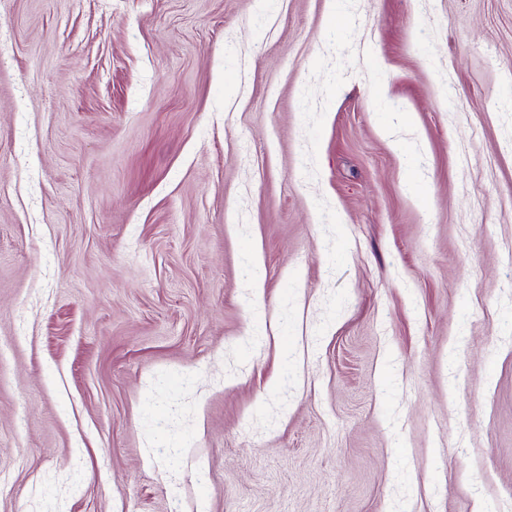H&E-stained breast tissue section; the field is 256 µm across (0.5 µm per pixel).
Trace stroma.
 I'll return each mask as SVG.
<instances>
[{
	"instance_id": "obj_1",
	"label": "stroma",
	"mask_w": 512,
	"mask_h": 512,
	"mask_svg": "<svg viewBox=\"0 0 512 512\" xmlns=\"http://www.w3.org/2000/svg\"><path fill=\"white\" fill-rule=\"evenodd\" d=\"M0 0V512H512V0Z\"/></svg>"
}]
</instances>
